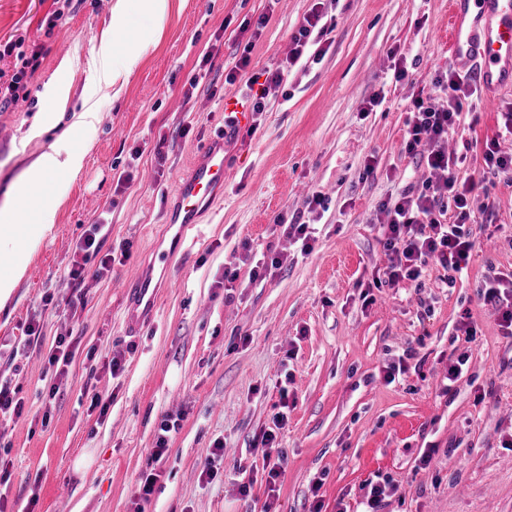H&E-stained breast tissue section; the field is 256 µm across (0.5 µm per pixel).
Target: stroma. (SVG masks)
I'll use <instances>...</instances> for the list:
<instances>
[{
    "mask_svg": "<svg viewBox=\"0 0 512 512\" xmlns=\"http://www.w3.org/2000/svg\"><path fill=\"white\" fill-rule=\"evenodd\" d=\"M114 2L84 0L48 36L40 25L53 0H0V39L22 36L42 52L27 99L0 110V207L18 206L12 186L42 153L85 150L77 177L62 182L51 233L34 252L13 250L26 270L0 310V377L24 414L0 421V507L362 512L371 485L388 479L396 489L382 512H512V337L478 293L488 269L512 272V185L491 179L474 202L478 246L462 272L429 264L419 289L377 280L388 207L420 190L425 170L404 151L412 101L447 99L435 79L452 62L448 0H183L116 95L87 64L112 30ZM316 6L327 28L316 52L281 85L266 84ZM248 42L249 66L227 83ZM251 82L265 90V110L228 148L224 188L171 260L153 322L129 335L113 283L151 260L177 179L223 129L225 99H247ZM87 100L99 118L74 126ZM511 109L512 87L495 104L464 107L448 140L463 158L459 178L482 172L484 144ZM104 211L102 250L116 260L101 278L88 264L75 287V246ZM297 221L310 226V252L283 232ZM271 260V275L250 277ZM80 291L83 306L63 313ZM467 314L477 327L469 343L456 335ZM31 325L37 345L12 358ZM64 335L74 355L57 383L46 355ZM409 349L405 373L386 383L388 364ZM115 356L124 369L114 376ZM461 356L465 371L445 390ZM96 395L106 411L92 407ZM281 412L283 473L272 486L261 436ZM172 422L164 458L151 463ZM149 469L158 477L144 500Z\"/></svg>",
    "mask_w": 512,
    "mask_h": 512,
    "instance_id": "obj_1",
    "label": "stroma"
}]
</instances>
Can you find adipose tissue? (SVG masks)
I'll return each instance as SVG.
<instances>
[{
	"label": "adipose tissue",
	"mask_w": 512,
	"mask_h": 512,
	"mask_svg": "<svg viewBox=\"0 0 512 512\" xmlns=\"http://www.w3.org/2000/svg\"><path fill=\"white\" fill-rule=\"evenodd\" d=\"M171 8V0H115L113 12L118 21L112 26L111 38L102 40L94 55L100 83L108 85L130 78L149 48L148 40L132 25V14L149 16L153 27L160 30L165 27ZM82 160L83 152L79 149L42 154L12 189L15 197L27 203L23 220H16L13 208H0V309L5 307L24 273L23 267L12 261L10 245L21 242L28 249H35L53 228L57 204L38 195V187L55 177L75 176Z\"/></svg>",
	"instance_id": "ef3b65f1"
}]
</instances>
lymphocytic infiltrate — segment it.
<instances>
[{
    "label": "lymphocytic infiltrate",
    "instance_id": "1",
    "mask_svg": "<svg viewBox=\"0 0 512 512\" xmlns=\"http://www.w3.org/2000/svg\"><path fill=\"white\" fill-rule=\"evenodd\" d=\"M23 45L20 38L0 43V61L8 63L7 68H0V107L16 104L27 93L28 84L40 66L41 51H27ZM446 82L447 103L437 104L421 96L413 101L405 150L420 157L429 170L443 172L444 177L434 183L423 182L420 192H406L389 210L390 221L383 227L386 262L382 274L393 286L404 281L420 283L425 267L432 262L447 270H460L476 248L466 220L479 184L472 178L458 179V159L446 146L448 132L460 117L464 101L473 97L476 89L453 70ZM448 197L458 210L452 222L448 221L443 205ZM103 228V222H96L77 243L78 259L69 272L75 283L84 282L88 263H96L97 274L110 271L112 257L101 254L98 240ZM479 294L496 307L505 335L511 336L512 273L488 270L479 285Z\"/></svg>",
    "mask_w": 512,
    "mask_h": 512
}]
</instances>
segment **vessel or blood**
<instances>
[{"label":"vessel or blood","instance_id":"b4317fda","mask_svg":"<svg viewBox=\"0 0 512 512\" xmlns=\"http://www.w3.org/2000/svg\"><path fill=\"white\" fill-rule=\"evenodd\" d=\"M448 49L458 67L466 70L487 94L511 87L512 0H449ZM226 109L234 115L232 124L203 146L189 173L175 186V197L167 213L174 246L183 245L202 210L224 186V142L234 137L237 126L248 118L238 104L227 103ZM116 287L125 298V328L128 333L137 334L152 321L159 302L153 275L146 270L135 278L117 281Z\"/></svg>","mask_w":512,"mask_h":512}]
</instances>
